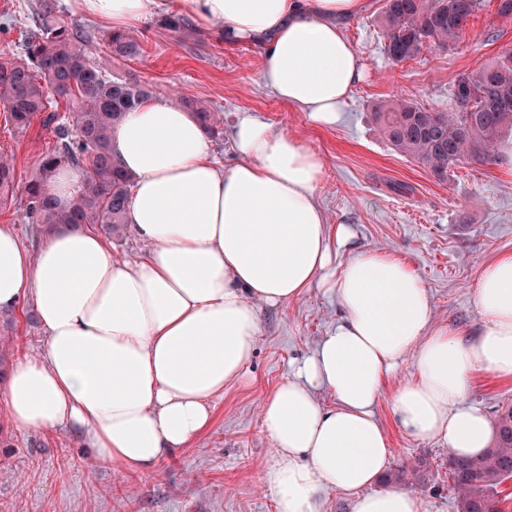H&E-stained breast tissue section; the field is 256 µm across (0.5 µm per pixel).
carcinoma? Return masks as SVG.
Instances as JSON below:
<instances>
[{
  "label": "carcinoma",
  "mask_w": 512,
  "mask_h": 512,
  "mask_svg": "<svg viewBox=\"0 0 512 512\" xmlns=\"http://www.w3.org/2000/svg\"><path fill=\"white\" fill-rule=\"evenodd\" d=\"M481 0H386L382 17L387 54L396 62L458 42ZM26 55L0 57V105L17 129L38 118L53 130L54 147L42 155L25 184V218L45 235L65 224H98L117 234L126 223V201L133 179L118 165L110 136L124 114L149 91L137 82L116 80L98 69L86 52L77 25L57 0H40L25 35ZM112 56L131 58L140 51L136 36L111 33ZM469 92L475 105L440 112L397 98L376 105L375 118L386 140L442 182L449 170L468 162L489 163L498 141L512 133V52H504L479 72L460 76L453 97ZM64 102L70 124L58 122L50 108ZM181 106L206 132L220 123L217 114L193 99ZM78 167L85 177L76 199L61 206L47 188L59 168ZM13 158L0 154V202L13 196ZM448 475L458 494L459 512H501L497 487L512 479V410L502 414L494 446L480 456L448 458Z\"/></svg>",
  "instance_id": "carcinoma-1"
}]
</instances>
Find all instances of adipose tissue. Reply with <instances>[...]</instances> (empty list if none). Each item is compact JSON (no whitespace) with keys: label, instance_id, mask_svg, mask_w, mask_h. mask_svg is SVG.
<instances>
[{"label":"adipose tissue","instance_id":"1","mask_svg":"<svg viewBox=\"0 0 512 512\" xmlns=\"http://www.w3.org/2000/svg\"><path fill=\"white\" fill-rule=\"evenodd\" d=\"M365 0H75L78 14L122 30L184 14L195 31L262 44L261 80L282 102L332 124L362 78L341 22ZM237 160L218 162L200 123L143 99L112 135L133 178L126 209L142 257H113L102 236L69 226L38 247L0 225V310L33 301L41 354L19 356L0 389L21 429L66 427L97 457L146 472L213 421L227 385L243 381L260 323L257 303L288 306L313 285L333 291L335 330L262 402L277 458L263 486L277 512H320L329 490L352 512H423L401 489H376L391 442L374 407L404 358L414 374L393 394L398 426L474 457L493 432L469 404L473 376L512 382V254L482 267L480 325L464 340L432 327L427 287L409 263L378 250L332 260L318 200L324 162L295 136L250 115L231 129ZM327 388L329 407L314 395Z\"/></svg>","mask_w":512,"mask_h":512}]
</instances>
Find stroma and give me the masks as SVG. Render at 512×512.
I'll use <instances>...</instances> for the list:
<instances>
[{
  "label": "stroma",
  "mask_w": 512,
  "mask_h": 512,
  "mask_svg": "<svg viewBox=\"0 0 512 512\" xmlns=\"http://www.w3.org/2000/svg\"><path fill=\"white\" fill-rule=\"evenodd\" d=\"M38 3L0 0V23L10 27L0 34V53L23 56L26 26ZM59 5L86 33L87 53L101 70L138 80L152 97L172 103L190 98L219 114L212 145L224 164L236 160L229 132L243 113L320 154L325 167L319 203L329 225H344L352 234L348 244L333 245L335 261L358 250L402 256L428 287L433 325L448 326L464 338L476 331L480 271L512 253V166L500 160L471 162L438 181L382 137L372 107L406 97L430 109L454 111L452 86L458 76L476 73L512 50V19L498 15L497 0H483L456 45L404 62L393 61L386 51L379 23L384 0H368L365 10L343 26L364 77L332 125L317 123L262 84L257 42L226 43L217 34L193 31L182 38L167 27L165 16L155 15L132 29L139 54L119 59L103 43L109 25L74 14L72 0ZM54 142L40 121L19 130L0 116V153L13 156L17 174L11 203L0 206V224L16 225L31 247L40 238L24 217V186ZM33 312L29 302L16 312L10 358L43 350L46 336ZM339 315L335 295L319 287L285 307L259 305L260 334L245 383L226 386L214 402L212 426L148 473L100 461L68 429H20L0 403V512H276L273 496L262 486L275 451L262 429L260 407L335 329ZM413 370L411 358H404L375 406L392 443L389 468L425 461L420 480L409 482L408 491L425 512H458L447 447L408 436L394 419L393 392ZM470 400L498 419L512 410V383L477 374Z\"/></svg>",
  "instance_id": "obj_1"
}]
</instances>
